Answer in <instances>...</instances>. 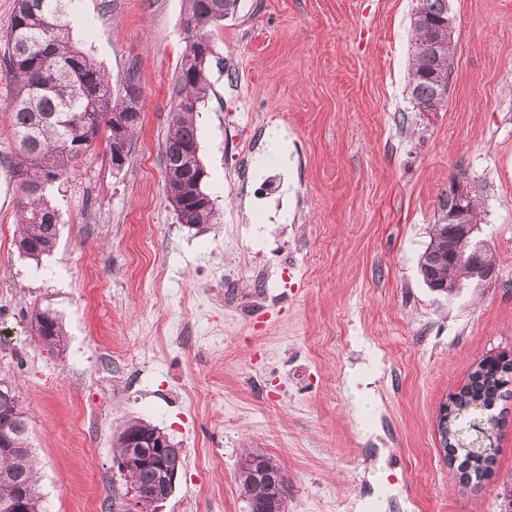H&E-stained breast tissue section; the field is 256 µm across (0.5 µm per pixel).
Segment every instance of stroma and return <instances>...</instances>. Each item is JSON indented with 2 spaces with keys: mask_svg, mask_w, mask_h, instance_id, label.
Here are the masks:
<instances>
[{
  "mask_svg": "<svg viewBox=\"0 0 512 512\" xmlns=\"http://www.w3.org/2000/svg\"><path fill=\"white\" fill-rule=\"evenodd\" d=\"M187 0H77L73 37L141 118L122 170L104 141L55 182L53 253L19 256L17 156L0 75V376L33 420L51 512H128L113 443L132 418L186 464L157 512H245L249 451L288 475V512H502L512 399L492 475L459 480L440 405L512 352V0H450L448 101L414 108L412 0H240L200 107L217 223H178L163 182ZM284 144L275 149L270 130ZM457 176L497 275L449 298L419 272ZM51 308L68 338L30 325ZM368 394V416L356 415ZM31 319L34 331L44 346L50 350L61 347L66 332L57 313L50 309L37 308L33 310Z\"/></svg>",
  "mask_w": 512,
  "mask_h": 512,
  "instance_id": "stroma-1",
  "label": "stroma"
}]
</instances>
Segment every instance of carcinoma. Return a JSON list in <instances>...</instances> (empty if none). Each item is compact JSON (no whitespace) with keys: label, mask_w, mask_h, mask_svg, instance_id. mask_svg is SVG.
<instances>
[{"label":"carcinoma","mask_w":512,"mask_h":512,"mask_svg":"<svg viewBox=\"0 0 512 512\" xmlns=\"http://www.w3.org/2000/svg\"><path fill=\"white\" fill-rule=\"evenodd\" d=\"M74 0H16L13 17L3 36L0 63L4 75L14 85L9 105V121L19 162L14 165L18 178L22 228L15 244L18 253L37 262L49 255L59 237L58 208L47 198L48 186L81 159L100 137L106 138L109 154H114L112 131L140 116L141 92L128 75L124 95L116 96L108 74L73 41L70 20ZM190 10L183 21L186 46L172 87V109L177 120L163 144V163L178 164L184 177L169 184V192L179 206L181 224L199 226L217 222L214 200L204 190L208 173L199 157L198 105L211 90L212 68H224L212 39V32L224 25L239 0H189ZM448 18V0H415L411 13L414 39L411 50L409 90L414 107L431 112L448 101L449 88H440L435 73H450L452 46L441 24ZM436 28L441 48L433 54L419 49L424 33L422 21ZM32 325L42 344L50 349L61 346L66 332L57 313L37 308ZM512 397V366L478 363L466 384L451 395L448 437L445 448L464 451L460 465L474 461V469H493L496 448L491 439L498 421L486 413L502 398ZM13 402V412L0 431L20 452L0 456V503L17 495L25 497L26 512H47L38 487L36 458L28 446L30 418L17 387L0 378V403ZM133 431L146 439H159L164 433L142 419L129 420L115 439V456L125 451V436ZM482 438L478 447L471 444ZM242 457L237 482L247 512L276 504L287 508L288 477L271 456L260 453L261 465L274 476L265 480L255 475L252 457ZM127 484L140 491L135 505L145 510L152 501L168 495L157 471L134 465Z\"/></svg>","instance_id":"obj_1"}]
</instances>
